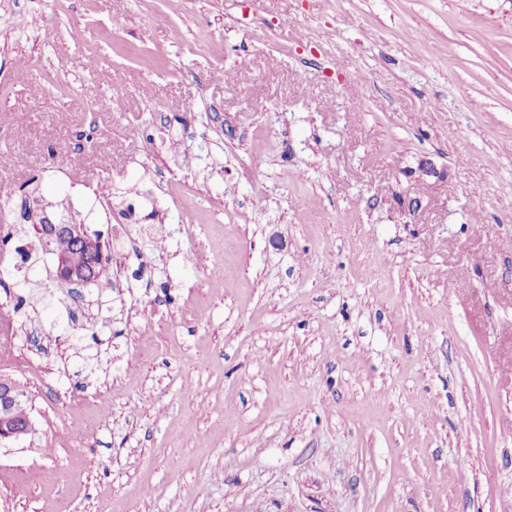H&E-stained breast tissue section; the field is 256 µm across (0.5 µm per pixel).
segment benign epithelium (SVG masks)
Segmentation results:
<instances>
[{
	"instance_id": "benign-epithelium-1",
	"label": "benign epithelium",
	"mask_w": 512,
	"mask_h": 512,
	"mask_svg": "<svg viewBox=\"0 0 512 512\" xmlns=\"http://www.w3.org/2000/svg\"><path fill=\"white\" fill-rule=\"evenodd\" d=\"M402 173L417 186L437 188L448 179V167L429 156L415 157L406 162ZM33 226L40 235L43 259L52 265L55 278L70 286L82 287L88 282L82 279V270L73 258L51 246L50 240L62 234L79 241L85 253L100 255L101 242L93 235L80 214H73L60 221H53L47 212V205L36 202L30 206ZM24 401L16 382L7 374L0 372V447H17L35 433V420L30 408L24 409L26 424L14 423L13 409L18 402Z\"/></svg>"
}]
</instances>
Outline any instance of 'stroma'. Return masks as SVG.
Here are the masks:
<instances>
[{"label": "stroma", "instance_id": "obj_1", "mask_svg": "<svg viewBox=\"0 0 512 512\" xmlns=\"http://www.w3.org/2000/svg\"><path fill=\"white\" fill-rule=\"evenodd\" d=\"M34 185L112 281L11 316L0 512H512V0H0L6 224ZM401 172L417 186L437 188L448 179V167L434 158L420 156L407 161ZM16 382L7 374L0 372V447H17L35 433V420L30 405L24 409L25 426L14 423L13 409L18 402L24 401Z\"/></svg>", "mask_w": 512, "mask_h": 512}]
</instances>
